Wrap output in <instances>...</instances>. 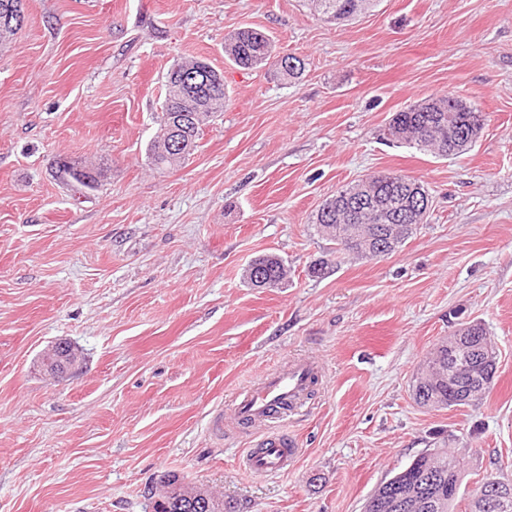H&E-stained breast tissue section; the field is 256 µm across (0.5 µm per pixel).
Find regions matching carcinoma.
<instances>
[{"instance_id": "1", "label": "carcinoma", "mask_w": 512, "mask_h": 512, "mask_svg": "<svg viewBox=\"0 0 512 512\" xmlns=\"http://www.w3.org/2000/svg\"><path fill=\"white\" fill-rule=\"evenodd\" d=\"M24 0H0V44L15 34L25 20ZM377 0H309L311 9L326 21L351 20L376 5ZM224 55L234 65L244 70L263 69L275 57L269 36L256 28L245 26L228 34L224 40ZM199 59L175 64L166 75V96L160 117L159 130L148 146L151 163L159 170H166L185 160L192 151L173 153L168 141L173 137L190 138L197 147L202 127L217 113L224 111L227 90L224 81L218 80L217 97L221 104L216 109L202 102L204 110L196 124L183 121L180 103L187 94V87L177 75L192 70ZM479 110L462 99L447 93L435 95L420 104L412 105L392 115L387 131L392 139L438 156H458L470 150L466 139L458 138L459 122L470 120L471 135L480 137L485 120ZM365 190L373 194L385 207L381 212L374 208L348 210L338 203L330 205L332 214L318 210L316 224L319 231L334 242L329 255L338 252L365 257L378 246L375 228L384 222L387 212L407 209L409 186L418 181L397 176L388 181L376 173L366 178ZM394 248L402 247L413 234L411 223L393 220L390 223ZM286 275L283 258L276 254H262L251 260L243 270V280L253 288H277ZM496 351L483 324L477 325V334L456 333L438 340L425 363L431 371L422 373L413 386V397L426 409H443L466 405L487 390L485 375L497 372L489 361ZM460 361H469L477 371L469 382L457 391L448 383V374ZM463 457L446 448H436L412 461L382 482L368 498L364 512H453L457 497L448 494V480L462 481ZM168 490L158 497H149L151 512H235L224 499L209 493L204 497L183 491V483L175 474L166 475Z\"/></svg>"}]
</instances>
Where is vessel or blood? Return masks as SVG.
<instances>
[{"instance_id":"1","label":"vessel or blood","mask_w":512,"mask_h":512,"mask_svg":"<svg viewBox=\"0 0 512 512\" xmlns=\"http://www.w3.org/2000/svg\"><path fill=\"white\" fill-rule=\"evenodd\" d=\"M320 372L316 362L304 360L262 374L232 404L235 422L266 429L286 420L305 406L311 381ZM297 457L298 451L291 443L272 437L262 447L247 450L244 466L246 471L257 475H276L287 472Z\"/></svg>"}]
</instances>
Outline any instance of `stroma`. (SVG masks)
<instances>
[{
	"instance_id": "stroma-1",
	"label": "stroma",
	"mask_w": 512,
	"mask_h": 512,
	"mask_svg": "<svg viewBox=\"0 0 512 512\" xmlns=\"http://www.w3.org/2000/svg\"><path fill=\"white\" fill-rule=\"evenodd\" d=\"M0 49V512H147L167 473L236 512H363L435 444L466 458L458 512L483 475L512 482V0H378L328 23L302 0H24ZM249 25L301 78L242 70L224 38ZM207 58L229 100L179 166L147 148L165 76ZM449 93L486 117L467 153L390 141L392 114ZM100 172L63 180L57 161ZM424 183L427 223L373 260L338 255L314 217L374 172ZM280 255L278 288L249 287ZM479 321L495 383L430 410L412 385L434 343ZM82 350L64 382L57 342ZM312 359L321 377L278 433L300 456L252 475L261 431L218 408L262 372ZM285 275V261L276 254L257 256L248 263L242 273L243 280L252 288H278ZM58 348L67 350V356L65 358L60 359L57 356ZM80 365L81 359L79 356L73 352V349L70 348L69 350L64 342L57 344L56 347L47 354L46 360L42 362L45 371L61 381L77 374L80 370Z\"/></svg>"
}]
</instances>
